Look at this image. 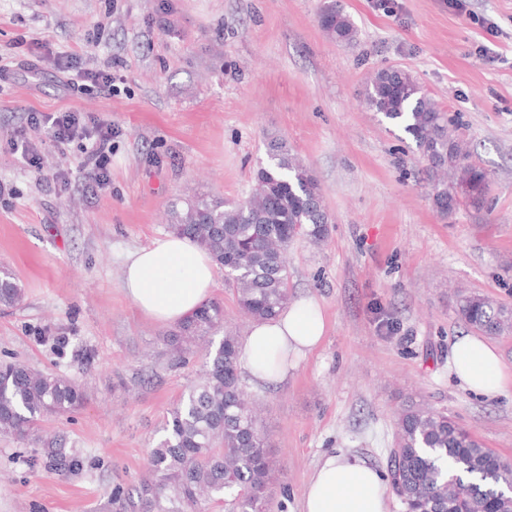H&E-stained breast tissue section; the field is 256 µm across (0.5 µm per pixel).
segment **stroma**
<instances>
[{
	"label": "stroma",
	"mask_w": 512,
	"mask_h": 512,
	"mask_svg": "<svg viewBox=\"0 0 512 512\" xmlns=\"http://www.w3.org/2000/svg\"><path fill=\"white\" fill-rule=\"evenodd\" d=\"M323 3L0 0V59L33 52L42 69L0 82V267L24 292L0 308V361L66 376L87 395L42 433L77 469L31 467L29 445L0 435V512H109L114 485L139 488L204 350L173 364L167 328L123 291L125 261L169 234L177 198L246 197L275 139L318 180L332 223L322 245L299 238L288 250L291 297L321 305L322 344L283 383L243 382L270 444L272 512H299L329 451L385 470L407 397L512 460V387L485 398L451 370L454 342L471 333L457 290L512 305V0H471L467 15L448 0H342L358 29L350 44L321 29ZM65 52L117 70V91L66 89ZM390 66L457 121L488 181L483 208L442 218L414 144L368 109L369 78ZM73 110L112 124L111 181L93 192L80 142L41 136L39 171L10 143L28 112Z\"/></svg>",
	"instance_id": "obj_1"
}]
</instances>
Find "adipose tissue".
Listing matches in <instances>:
<instances>
[{
	"label": "adipose tissue",
	"mask_w": 512,
	"mask_h": 512,
	"mask_svg": "<svg viewBox=\"0 0 512 512\" xmlns=\"http://www.w3.org/2000/svg\"><path fill=\"white\" fill-rule=\"evenodd\" d=\"M215 265L210 255L185 237L168 235L132 252L123 270V289L148 319L181 322L212 296ZM326 322L311 298L292 303L280 316L253 322L241 347L240 368L251 379L275 385L288 377V360L302 357L322 341ZM453 371L470 391L493 398L512 383L495 346L474 336L460 337L452 349ZM388 486L366 462L325 454L315 468L300 512H388Z\"/></svg>",
	"instance_id": "obj_1"
}]
</instances>
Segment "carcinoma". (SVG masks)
Returning <instances> with one entry per match:
<instances>
[{
	"label": "carcinoma",
	"instance_id": "cac0c4a2",
	"mask_svg": "<svg viewBox=\"0 0 512 512\" xmlns=\"http://www.w3.org/2000/svg\"><path fill=\"white\" fill-rule=\"evenodd\" d=\"M326 35L350 44L357 29L340 0H327L318 15ZM371 109L399 126L426 163L437 212L447 218L460 205L480 208L487 183L469 160L454 119L442 110L406 69L390 67L368 80ZM330 215L317 180L283 146H272L245 199L227 201L194 195L172 206L171 232L205 249L231 280L240 310L270 319L290 303L288 248L298 237L326 241ZM23 291L13 274L0 269V307L19 304ZM461 321L489 336L512 331V306L476 293L458 294ZM224 307L208 301L166 337L173 361L183 362L189 345L207 340L200 380L170 410L163 438L150 450L148 477L137 496L112 488V512H184L204 493L230 512H258L272 460L252 402L239 374V340L231 331L215 343ZM86 396L71 379L38 371L23 362L0 364V434L21 443L37 438L51 415L70 414ZM33 461L65 469L71 457L62 448H36ZM392 491L402 507L423 512H473L488 502L512 512V486L474 435L444 411L405 402L395 420L394 446L387 456Z\"/></svg>",
	"mask_w": 512,
	"mask_h": 512
}]
</instances>
